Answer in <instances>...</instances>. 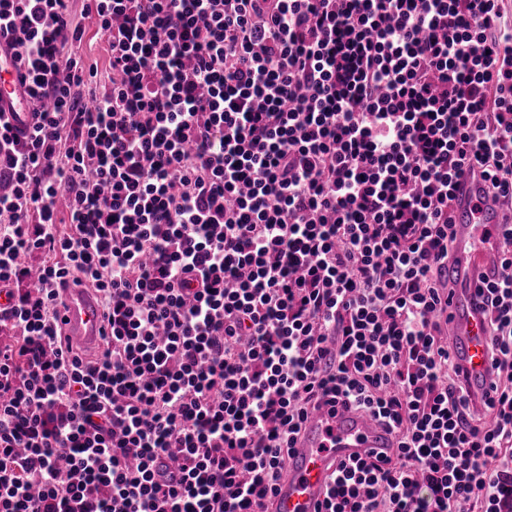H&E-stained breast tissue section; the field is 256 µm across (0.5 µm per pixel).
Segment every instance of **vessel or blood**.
Here are the masks:
<instances>
[{
    "mask_svg": "<svg viewBox=\"0 0 512 512\" xmlns=\"http://www.w3.org/2000/svg\"><path fill=\"white\" fill-rule=\"evenodd\" d=\"M0 74L8 81L0 90V110L18 129H26L34 121V103L20 83L10 52L1 46ZM503 221L502 208L486 199L480 177L468 173L458 180L453 199L455 237L443 269L450 287L447 331L452 354L476 394L489 385L491 347L478 285L482 276L498 271ZM60 325L74 345L88 350L100 347L104 321L91 289L70 286L60 309ZM394 441L393 433L372 416L350 406L340 404L335 412L314 414L296 441L269 512H322L338 463L366 457Z\"/></svg>",
    "mask_w": 512,
    "mask_h": 512,
    "instance_id": "1",
    "label": "vessel or blood"
}]
</instances>
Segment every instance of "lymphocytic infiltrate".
I'll use <instances>...</instances> for the list:
<instances>
[{
  "label": "lymphocytic infiltrate",
  "instance_id": "f902f5d3",
  "mask_svg": "<svg viewBox=\"0 0 512 512\" xmlns=\"http://www.w3.org/2000/svg\"><path fill=\"white\" fill-rule=\"evenodd\" d=\"M0 0V512H267L308 416L394 448L324 512H512V247L470 399L442 269L466 169L512 244L506 0ZM67 222L58 218L59 206ZM106 323L60 332L69 283ZM85 26V34L82 42L76 44L74 51L77 55L82 56L87 63H97L100 71H105L108 68V51L106 38L97 33V29L89 23L86 19L83 21ZM0 73L5 76L9 84L0 91V110L7 112L11 122L19 130L26 128L34 122V103L21 86L11 53L0 44Z\"/></svg>",
  "mask_w": 512,
  "mask_h": 512
}]
</instances>
